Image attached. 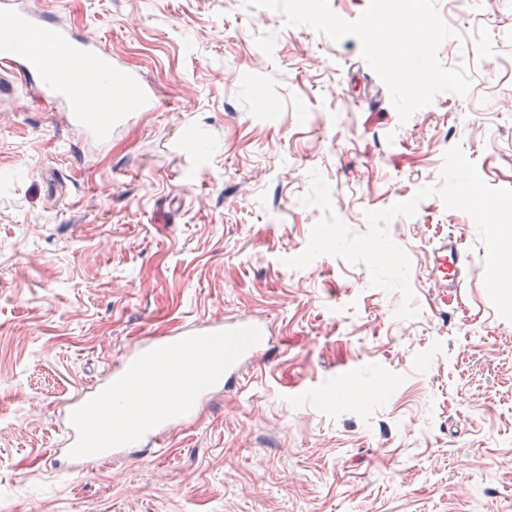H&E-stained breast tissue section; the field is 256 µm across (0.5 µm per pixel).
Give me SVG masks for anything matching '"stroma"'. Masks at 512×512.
Segmentation results:
<instances>
[{"label": "stroma", "mask_w": 512, "mask_h": 512, "mask_svg": "<svg viewBox=\"0 0 512 512\" xmlns=\"http://www.w3.org/2000/svg\"><path fill=\"white\" fill-rule=\"evenodd\" d=\"M96 37L155 93L102 149L26 88L0 102V512H512V321L484 285L466 212L395 217L411 298L368 268L300 254L320 218L440 184L460 147L512 188V8L438 0L461 33L467 96L400 119L355 38L243 0H32ZM467 258L455 288L433 247ZM418 315L397 317L402 303ZM259 314L274 353L156 453L74 478L63 413L137 344L185 322ZM435 261L434 269L440 285L443 287H456L459 279L461 264V249L458 241L448 239L432 252Z\"/></svg>", "instance_id": "1"}]
</instances>
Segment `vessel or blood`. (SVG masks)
Segmentation results:
<instances>
[{"instance_id":"1","label":"vessel or blood","mask_w":512,"mask_h":512,"mask_svg":"<svg viewBox=\"0 0 512 512\" xmlns=\"http://www.w3.org/2000/svg\"><path fill=\"white\" fill-rule=\"evenodd\" d=\"M17 85L33 91L40 100L60 105L70 126L102 147L111 141L114 129L133 118L117 99V92L136 91L139 110L155 107L138 74L120 65L96 39L61 25L54 13L34 8L29 0H0V93ZM433 258L440 285L455 286L460 274L458 241L442 243L434 249ZM238 326L257 328L262 338L225 371L224 381L231 384L247 376L257 352L270 342L262 318L192 321L142 344L140 350L145 353L192 334ZM177 423V418L167 419L137 441L112 448L111 453L125 457L144 454L160 445Z\"/></svg>"}]
</instances>
